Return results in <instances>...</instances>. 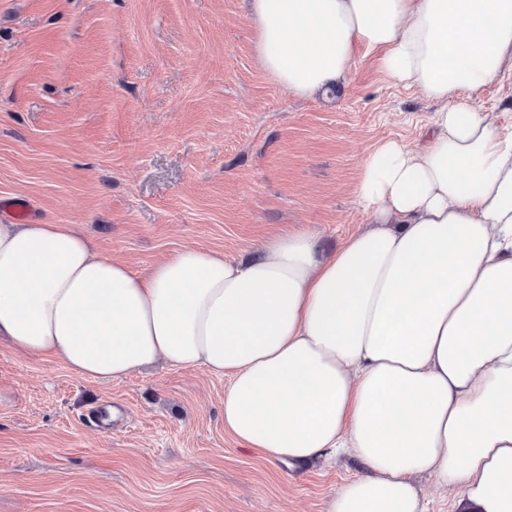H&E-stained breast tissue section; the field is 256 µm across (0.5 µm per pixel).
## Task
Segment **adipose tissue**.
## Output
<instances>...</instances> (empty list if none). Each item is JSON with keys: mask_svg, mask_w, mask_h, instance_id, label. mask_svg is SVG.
Instances as JSON below:
<instances>
[{"mask_svg": "<svg viewBox=\"0 0 512 512\" xmlns=\"http://www.w3.org/2000/svg\"><path fill=\"white\" fill-rule=\"evenodd\" d=\"M261 66L298 96L356 51L435 104L387 140L332 252L306 232L239 259L186 247L133 273L71 224L0 222V339L116 381L161 362L225 376L224 427L302 464L348 456L325 512H512V127L476 105L512 73V0H251ZM421 496L428 512H451L453 510L454 499L451 494H447L435 487L434 482L426 476H420L416 479Z\"/></svg>", "mask_w": 512, "mask_h": 512, "instance_id": "adipose-tissue-1", "label": "adipose tissue"}]
</instances>
